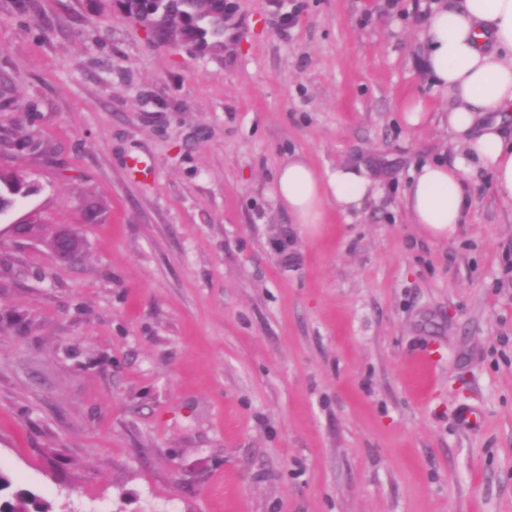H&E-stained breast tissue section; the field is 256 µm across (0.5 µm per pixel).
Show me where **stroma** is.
Masks as SVG:
<instances>
[{
  "mask_svg": "<svg viewBox=\"0 0 512 512\" xmlns=\"http://www.w3.org/2000/svg\"><path fill=\"white\" fill-rule=\"evenodd\" d=\"M433 2L228 0L202 48L125 0H0V169L36 187L0 216V501L512 512V199L475 176L448 241L402 204L458 154L419 54ZM297 151L376 194L292 224ZM73 245L77 246L78 249L71 250ZM81 248V243L74 233L63 232L60 233L59 240L50 246L51 257L59 263H70L81 256Z\"/></svg>",
  "mask_w": 512,
  "mask_h": 512,
  "instance_id": "35a3bbf8",
  "label": "stroma"
}]
</instances>
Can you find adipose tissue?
<instances>
[{"mask_svg":"<svg viewBox=\"0 0 512 512\" xmlns=\"http://www.w3.org/2000/svg\"><path fill=\"white\" fill-rule=\"evenodd\" d=\"M427 75L448 94V129L460 152L452 164L427 162L404 192L411 221L434 240L456 236L465 223L468 183L491 173L502 196L512 198V0H436L421 33ZM278 204L294 223L318 224L325 204L359 209L377 189L364 170L341 166L320 175L301 153L276 172Z\"/></svg>","mask_w":512,"mask_h":512,"instance_id":"1","label":"adipose tissue"}]
</instances>
